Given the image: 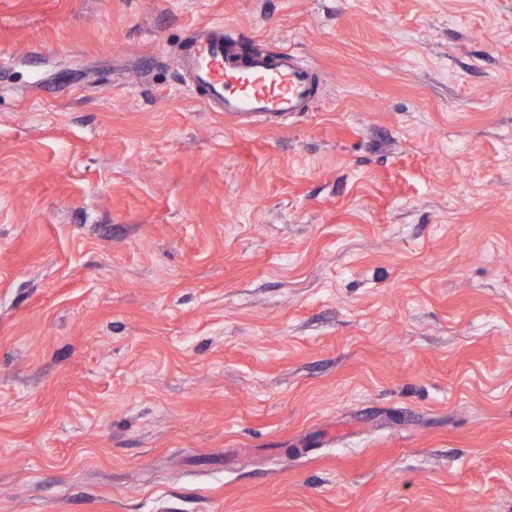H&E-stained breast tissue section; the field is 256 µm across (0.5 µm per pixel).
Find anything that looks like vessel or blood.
<instances>
[{"mask_svg":"<svg viewBox=\"0 0 512 512\" xmlns=\"http://www.w3.org/2000/svg\"><path fill=\"white\" fill-rule=\"evenodd\" d=\"M178 65L206 104L239 125L302 114L318 96L312 65L285 49L235 48L225 39L220 22L187 43Z\"/></svg>","mask_w":512,"mask_h":512,"instance_id":"b4317fda","label":"vessel or blood"}]
</instances>
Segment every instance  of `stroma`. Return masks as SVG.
<instances>
[{
	"mask_svg": "<svg viewBox=\"0 0 512 512\" xmlns=\"http://www.w3.org/2000/svg\"><path fill=\"white\" fill-rule=\"evenodd\" d=\"M0 512H512V0H0ZM204 102L238 125L307 112L318 96L317 70L293 52L243 51L217 22L192 38L178 58Z\"/></svg>",
	"mask_w": 512,
	"mask_h": 512,
	"instance_id": "35a3bbf8",
	"label": "stroma"
}]
</instances>
